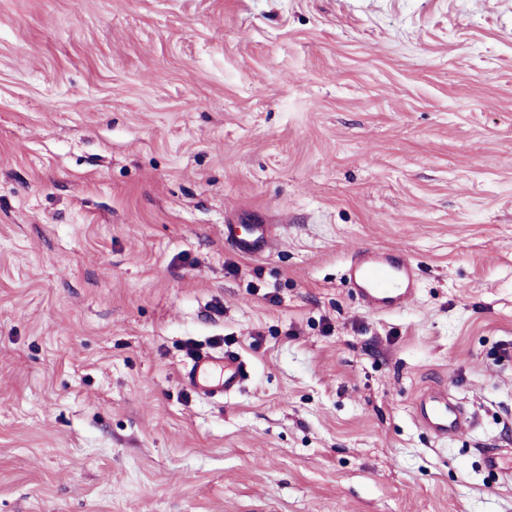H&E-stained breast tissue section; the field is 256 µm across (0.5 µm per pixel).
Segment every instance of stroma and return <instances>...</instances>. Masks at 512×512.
<instances>
[{
	"label": "stroma",
	"mask_w": 512,
	"mask_h": 512,
	"mask_svg": "<svg viewBox=\"0 0 512 512\" xmlns=\"http://www.w3.org/2000/svg\"><path fill=\"white\" fill-rule=\"evenodd\" d=\"M365 248L418 264L400 310ZM228 348L242 391L190 392ZM492 448L512 0H0V512H512ZM224 239L240 254L250 258H261L271 249L267 228L263 225L254 224L243 234L238 224H225ZM346 276L364 306L377 314L402 308L417 286L415 267L402 251L361 250ZM246 375V364L237 353L205 351L192 358L183 380L199 396L223 401L224 396L241 390ZM417 417L422 425L443 441L459 437L472 425V417L464 405L436 386H430L421 396Z\"/></svg>",
	"instance_id": "obj_1"
}]
</instances>
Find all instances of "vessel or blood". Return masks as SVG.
<instances>
[{
  "label": "vessel or blood",
  "mask_w": 512,
  "mask_h": 512,
  "mask_svg": "<svg viewBox=\"0 0 512 512\" xmlns=\"http://www.w3.org/2000/svg\"><path fill=\"white\" fill-rule=\"evenodd\" d=\"M224 238L240 254L250 258L263 257L271 249L266 227L257 224L245 231L236 224L225 225ZM347 280L364 306L377 314L402 308L417 286L415 267L400 251H359L348 267ZM246 375V364L237 353L205 351L193 357L183 380L199 396L220 400L240 391ZM417 417L443 441L459 437L472 425V417L464 405L434 386L421 396Z\"/></svg>",
  "instance_id": "1"
}]
</instances>
